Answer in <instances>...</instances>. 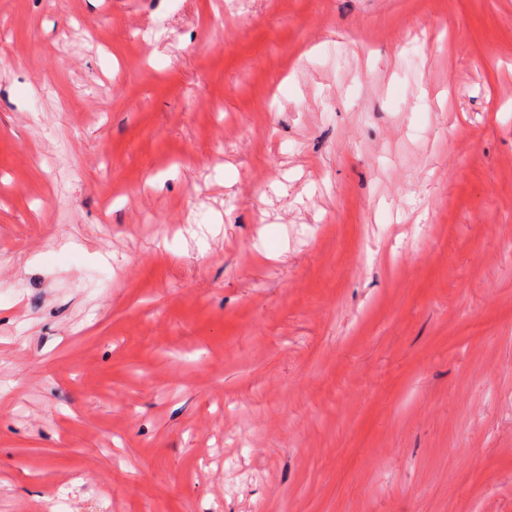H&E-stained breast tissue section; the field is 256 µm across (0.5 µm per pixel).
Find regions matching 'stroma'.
Wrapping results in <instances>:
<instances>
[{"label": "stroma", "mask_w": 512, "mask_h": 512, "mask_svg": "<svg viewBox=\"0 0 512 512\" xmlns=\"http://www.w3.org/2000/svg\"><path fill=\"white\" fill-rule=\"evenodd\" d=\"M0 512H512V0H0Z\"/></svg>", "instance_id": "obj_1"}]
</instances>
